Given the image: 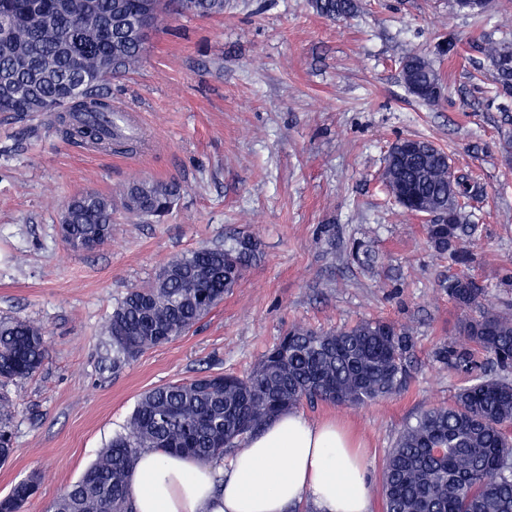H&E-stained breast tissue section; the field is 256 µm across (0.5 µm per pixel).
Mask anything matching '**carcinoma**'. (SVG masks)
Wrapping results in <instances>:
<instances>
[{"mask_svg":"<svg viewBox=\"0 0 512 512\" xmlns=\"http://www.w3.org/2000/svg\"><path fill=\"white\" fill-rule=\"evenodd\" d=\"M316 13L336 20L353 12V0H309ZM226 0H0V112L21 119L55 112L59 132L90 147L133 149L135 137L105 116L114 111L106 90L113 77L135 70L146 39L135 31L145 11L154 26L169 15L214 17ZM483 54L496 71V95L512 97V43L487 41ZM404 85L423 103L442 97L441 72L412 54L402 61ZM414 154H388L383 173L388 195L409 215L448 204L450 224L424 225L434 251L456 265L471 261L466 238L474 178L457 174L448 154L432 141L412 139ZM181 193L176 182L135 181L119 194L121 208L140 221L165 217ZM112 195L80 192L66 204L64 240L94 251L112 239ZM259 242L242 236L222 247L202 246L169 259L152 282L128 290L108 323L112 365L186 335L238 284ZM448 299L471 315L458 340L436 358L473 375L450 406L429 408L408 423L387 458L380 494L385 512H512V316L482 304L484 289L470 277L439 283ZM413 349L410 329L380 320L318 330L294 324L280 342L243 375L208 374L168 383L142 394L123 430L53 503V512H134L131 474L143 448L201 462L256 435L278 414L320 400L356 407L400 391ZM489 355L497 372L473 358ZM49 356L45 329L0 318V383L27 379ZM13 404L0 402V465L13 455ZM38 477L17 483L0 512H24Z\"/></svg>","mask_w":512,"mask_h":512,"instance_id":"cac0c4a2","label":"carcinoma"}]
</instances>
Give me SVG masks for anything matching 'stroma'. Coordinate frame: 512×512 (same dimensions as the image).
<instances>
[{
  "label": "stroma",
  "mask_w": 512,
  "mask_h": 512,
  "mask_svg": "<svg viewBox=\"0 0 512 512\" xmlns=\"http://www.w3.org/2000/svg\"><path fill=\"white\" fill-rule=\"evenodd\" d=\"M356 3L335 21L307 0H227L220 16L167 19L141 66L107 86L113 106L136 119L142 142L131 152L72 144L49 113L0 114V316L40 324L50 341L39 373L0 386L15 406L1 496L38 473L26 512H46L141 394L244 373L295 323L383 318L413 333L400 393L302 408L356 433L373 487L405 423L470 384L436 359L463 317L439 287L456 268L429 247L420 220L388 201L382 179L391 143L405 137L433 141L457 173L476 176L467 271L486 289L485 307L512 310V118L480 49L512 31V0H492L478 17L454 13L453 0ZM450 34L459 54L441 64L442 100L431 107L408 93L400 62L433 57ZM141 179L180 182L163 223L119 211L108 246L66 245L58 225L73 194H116ZM245 234L260 252L223 303L186 335L114 368L107 325L127 291L174 255ZM356 242L373 265L351 257Z\"/></svg>",
  "instance_id": "stroma-1"
}]
</instances>
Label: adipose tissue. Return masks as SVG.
<instances>
[{
  "mask_svg": "<svg viewBox=\"0 0 512 512\" xmlns=\"http://www.w3.org/2000/svg\"><path fill=\"white\" fill-rule=\"evenodd\" d=\"M136 512H372L371 477L353 434L288 410L232 450L226 465L142 449L131 477Z\"/></svg>",
  "mask_w": 512,
  "mask_h": 512,
  "instance_id": "adipose-tissue-1",
  "label": "adipose tissue"
}]
</instances>
